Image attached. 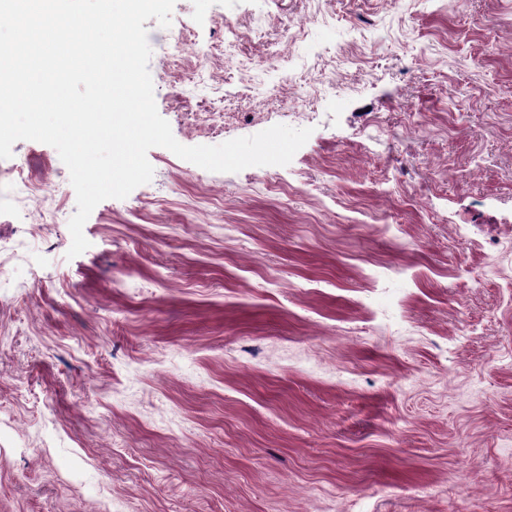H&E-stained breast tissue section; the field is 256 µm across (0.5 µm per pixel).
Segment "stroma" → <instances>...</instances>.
<instances>
[{
	"mask_svg": "<svg viewBox=\"0 0 512 512\" xmlns=\"http://www.w3.org/2000/svg\"><path fill=\"white\" fill-rule=\"evenodd\" d=\"M145 27L181 144L313 133L150 149L72 259L56 149L0 159L59 188L0 185V512H512V0H175L176 58Z\"/></svg>",
	"mask_w": 512,
	"mask_h": 512,
	"instance_id": "1",
	"label": "stroma"
}]
</instances>
